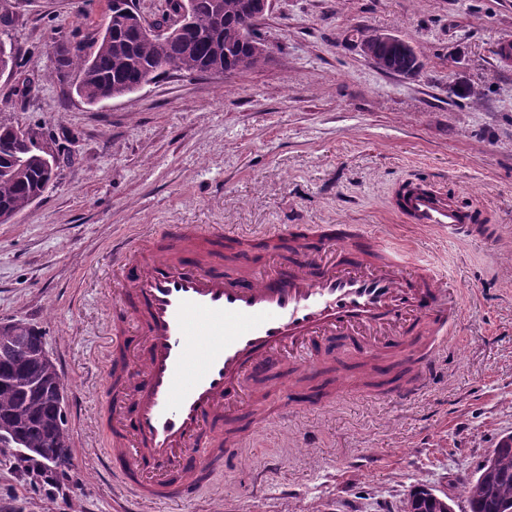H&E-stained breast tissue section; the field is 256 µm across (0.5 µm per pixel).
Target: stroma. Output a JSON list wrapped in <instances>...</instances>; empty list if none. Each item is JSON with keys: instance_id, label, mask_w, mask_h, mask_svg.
Segmentation results:
<instances>
[{"instance_id": "35a3bbf8", "label": "stroma", "mask_w": 512, "mask_h": 512, "mask_svg": "<svg viewBox=\"0 0 512 512\" xmlns=\"http://www.w3.org/2000/svg\"><path fill=\"white\" fill-rule=\"evenodd\" d=\"M105 0H0V121L55 139L50 189L0 223V321L38 328L66 390L72 465L43 477L0 447V512H121L101 464L112 245L166 224L240 230L359 224L446 278L453 341L413 397L365 391L277 415L192 500L142 512H401L417 485L470 512L466 483L512 435V0H274L269 48L229 76L170 72L95 106L81 76L51 75L58 46L92 51ZM409 42L420 68L384 72L361 36ZM464 81L477 97L450 94ZM422 180L481 211L497 239L459 243L400 222L395 188Z\"/></svg>"}]
</instances>
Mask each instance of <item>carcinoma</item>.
Masks as SVG:
<instances>
[{
	"label": "carcinoma",
	"mask_w": 512,
	"mask_h": 512,
	"mask_svg": "<svg viewBox=\"0 0 512 512\" xmlns=\"http://www.w3.org/2000/svg\"><path fill=\"white\" fill-rule=\"evenodd\" d=\"M122 0H107L102 32L88 55L81 49L58 48L53 73L65 75L77 68L81 80L77 95L89 105L112 92L134 93L140 84L171 70L206 74L218 65L229 72L254 68L265 61L252 48L256 33L245 25L248 0H193V23L184 36L160 40L154 31L167 26L178 13L180 0H164L161 20L138 33L137 17L121 7ZM366 57L386 56L391 72L409 74L419 68L411 45L361 43ZM21 129L0 124V223L9 222L44 191L52 171L45 167L31 138ZM60 377L53 361L18 347L12 333L0 334V433L27 448L44 449V460L56 467L72 464L69 435L62 410L53 401ZM494 466L468 482L470 512H512V436L494 449ZM406 506L413 512H441L442 503L429 489L414 487Z\"/></svg>",
	"instance_id": "carcinoma-1"
}]
</instances>
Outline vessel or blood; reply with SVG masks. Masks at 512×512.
Returning a JSON list of instances; mask_svg holds the SVG:
<instances>
[{"label": "vessel or blood", "instance_id": "b4317fda", "mask_svg": "<svg viewBox=\"0 0 512 512\" xmlns=\"http://www.w3.org/2000/svg\"><path fill=\"white\" fill-rule=\"evenodd\" d=\"M405 223L450 240H483L481 212L421 181L390 200ZM121 280L108 308L102 456L134 501L193 499L215 471L237 465L260 379L277 374L283 411L309 372L334 367L321 346L352 345L357 377L336 372L328 393L362 382L413 394L454 334L447 283L356 224H292L259 235L229 226L169 224L135 247L114 244Z\"/></svg>", "mask_w": 512, "mask_h": 512}]
</instances>
